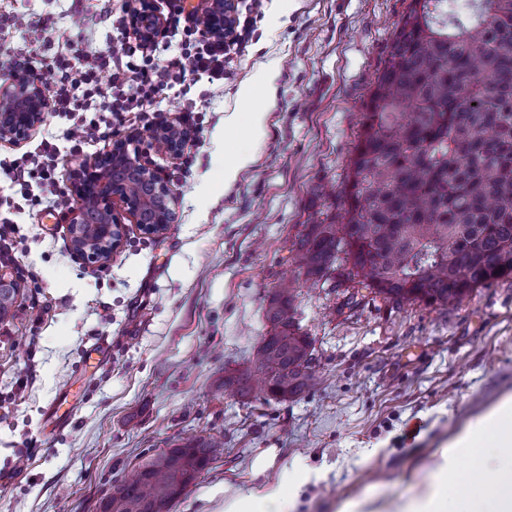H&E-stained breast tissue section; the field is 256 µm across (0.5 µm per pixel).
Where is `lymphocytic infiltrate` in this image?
I'll use <instances>...</instances> for the list:
<instances>
[{"instance_id":"1","label":"lymphocytic infiltrate","mask_w":512,"mask_h":512,"mask_svg":"<svg viewBox=\"0 0 512 512\" xmlns=\"http://www.w3.org/2000/svg\"><path fill=\"white\" fill-rule=\"evenodd\" d=\"M167 4L166 24L148 47L134 41L124 14L104 12L102 21L112 30V45L105 52L89 44L85 11L71 9L67 27L57 34L60 55L47 65L44 82L53 111L67 126L61 139L44 137L34 149L0 163V175L18 192L5 199L8 210L21 200L58 213L68 209L60 142L79 153L89 141L105 140L112 128L155 127L163 119V91L183 95L189 84L223 79L233 57L243 55L250 41V24L242 15L260 8L261 0H237L220 40L201 28L198 9H186L184 0ZM106 69L111 78L105 83L101 73Z\"/></svg>"}]
</instances>
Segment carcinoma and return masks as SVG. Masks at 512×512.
<instances>
[{
	"label": "carcinoma",
	"instance_id": "carcinoma-1",
	"mask_svg": "<svg viewBox=\"0 0 512 512\" xmlns=\"http://www.w3.org/2000/svg\"><path fill=\"white\" fill-rule=\"evenodd\" d=\"M339 212L305 224L294 263L315 284L342 289L337 312L365 295L398 308H444L512 277V0H411L376 77ZM295 282L265 307L270 326L256 360L224 380L242 397L286 400L312 376L313 341L296 319ZM16 289L0 288V319ZM223 442L188 440L141 463L99 512H171Z\"/></svg>",
	"mask_w": 512,
	"mask_h": 512
}]
</instances>
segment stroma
<instances>
[{
  "mask_svg": "<svg viewBox=\"0 0 512 512\" xmlns=\"http://www.w3.org/2000/svg\"><path fill=\"white\" fill-rule=\"evenodd\" d=\"M410 0H265L253 40L223 84L169 95L165 115L194 103L189 156L144 154L171 190L175 221L147 235L127 222L122 246L93 265L72 250L70 214L25 207L15 266L17 316L0 319V512H97L98 501L159 450L199 436L220 455L172 512H222L225 490L277 483L304 461L315 476L299 512H336L371 492L409 494L464 425L512 393V278L445 311L378 301L337 313L329 285L299 278L292 241L311 215L336 214L361 116ZM71 0H0L15 41L45 43L42 22L66 27ZM278 64L266 136L232 185L221 173L224 118L258 100L239 87ZM39 276L29 279L28 269ZM297 280L317 381L287 400L238 396L224 379L252 361L273 288ZM107 342L111 358L87 365ZM26 381L24 392L16 384ZM71 386L69 424L47 407ZM277 451L266 475L254 459Z\"/></svg>",
  "mask_w": 512,
  "mask_h": 512,
  "instance_id": "obj_1",
  "label": "stroma"
}]
</instances>
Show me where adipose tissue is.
<instances>
[{"mask_svg":"<svg viewBox=\"0 0 512 512\" xmlns=\"http://www.w3.org/2000/svg\"><path fill=\"white\" fill-rule=\"evenodd\" d=\"M475 468L465 471L462 459ZM310 478L305 466L257 491L225 496L224 512H297L299 491ZM337 512H512V395L467 425L445 448L429 479L413 494L387 501L363 495Z\"/></svg>","mask_w":512,"mask_h":512,"instance_id":"adipose-tissue-1","label":"adipose tissue"}]
</instances>
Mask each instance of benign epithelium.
I'll use <instances>...</instances> for the list:
<instances>
[{
	"instance_id": "benign-epithelium-1",
	"label": "benign epithelium",
	"mask_w": 512,
	"mask_h": 512,
	"mask_svg": "<svg viewBox=\"0 0 512 512\" xmlns=\"http://www.w3.org/2000/svg\"><path fill=\"white\" fill-rule=\"evenodd\" d=\"M205 31L214 36L224 35L230 20L226 0H211L205 14ZM131 29L140 43L147 45L162 23L154 0H134L131 6ZM0 101L10 108L0 110V141L16 145L26 142L44 123L49 110L41 76L29 68L16 72L11 86L0 94ZM191 131L173 121H166L151 134V145L163 143L171 155L182 152L191 139ZM72 193L76 199L70 223L74 252L94 264H104L120 246L128 216L148 234H158L174 223L170 189L147 163L132 157L123 144L112 151L69 172ZM137 179L142 191L137 198L126 190L128 179ZM94 197L99 206L96 211L85 207V199ZM85 224H103L106 228L102 240L85 238L81 228Z\"/></svg>"
}]
</instances>
